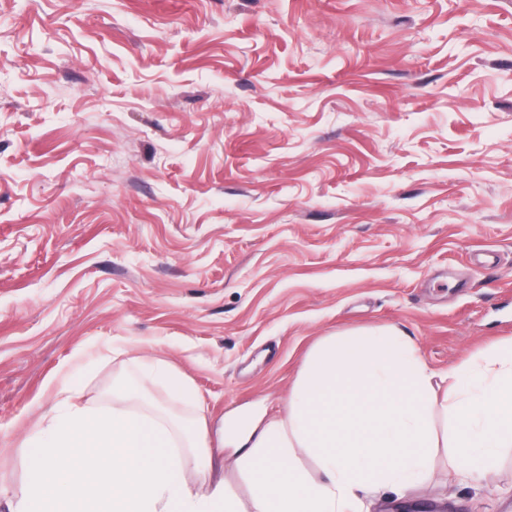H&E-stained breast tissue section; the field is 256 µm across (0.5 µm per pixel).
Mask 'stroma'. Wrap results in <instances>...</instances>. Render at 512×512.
Instances as JSON below:
<instances>
[{
  "label": "stroma",
  "instance_id": "obj_1",
  "mask_svg": "<svg viewBox=\"0 0 512 512\" xmlns=\"http://www.w3.org/2000/svg\"><path fill=\"white\" fill-rule=\"evenodd\" d=\"M370 331L441 396L512 340V0H0V512L63 389L148 355L214 431ZM449 466L367 512H512Z\"/></svg>",
  "mask_w": 512,
  "mask_h": 512
}]
</instances>
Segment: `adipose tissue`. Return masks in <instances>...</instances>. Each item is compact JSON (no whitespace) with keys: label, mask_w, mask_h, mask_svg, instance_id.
<instances>
[{"label":"adipose tissue","mask_w":512,"mask_h":512,"mask_svg":"<svg viewBox=\"0 0 512 512\" xmlns=\"http://www.w3.org/2000/svg\"><path fill=\"white\" fill-rule=\"evenodd\" d=\"M468 384L439 400L434 375L411 343L391 332L323 340L296 380L284 414L255 417L230 439L248 499L223 480L206 490L193 474L216 465L203 403L167 370L172 394L195 419L165 409L91 411L68 394L29 441L28 478L9 512H364L365 495L421 485L435 448L455 474L482 481L496 451L512 447V344L467 368ZM452 418L439 438L432 416ZM319 472L311 477L305 460Z\"/></svg>","instance_id":"adipose-tissue-1"}]
</instances>
